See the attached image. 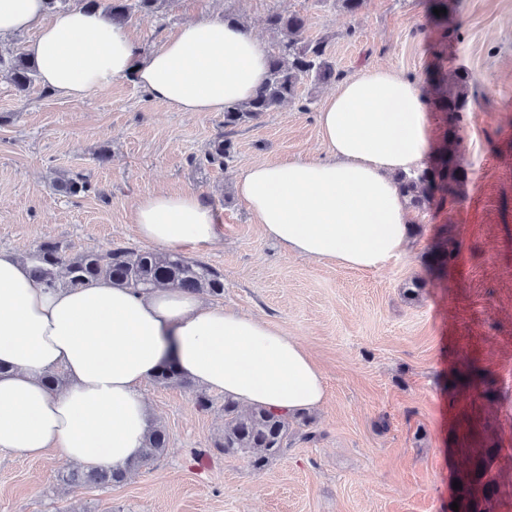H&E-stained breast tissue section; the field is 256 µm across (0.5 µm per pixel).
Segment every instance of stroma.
<instances>
[{"label":"stroma","mask_w":512,"mask_h":512,"mask_svg":"<svg viewBox=\"0 0 512 512\" xmlns=\"http://www.w3.org/2000/svg\"><path fill=\"white\" fill-rule=\"evenodd\" d=\"M274 11L328 37L344 80L371 66L424 81L440 66L470 74L458 198L408 210L406 249L379 269L290 255L234 182L261 159L324 157L317 116L332 86L303 81L295 102L236 128L221 169L202 157L224 133L223 113L177 111L128 80L72 100L0 77V250L21 256L45 239L71 254L139 249L137 198L197 191L222 241L182 255L223 275L218 304L297 339L326 381L324 403L307 413L312 439L292 437L260 471L212 450L223 394L203 412L192 391L148 382L164 455L123 484L69 490L58 476L70 465L55 453L1 454L0 512H512V0H462L445 38L425 28V0H367L355 15L332 0H163L126 29L146 53L183 23L226 14L269 47ZM64 175L89 177L91 191H54ZM443 249L445 264L433 263Z\"/></svg>","instance_id":"1"}]
</instances>
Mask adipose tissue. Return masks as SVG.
Returning a JSON list of instances; mask_svg holds the SVG:
<instances>
[{
	"label": "adipose tissue",
	"mask_w": 512,
	"mask_h": 512,
	"mask_svg": "<svg viewBox=\"0 0 512 512\" xmlns=\"http://www.w3.org/2000/svg\"><path fill=\"white\" fill-rule=\"evenodd\" d=\"M25 32L42 84L71 99L129 79L178 111L220 112L250 99L267 75L260 41L219 17L186 22L145 54L99 10L52 14L45 0H0V37ZM318 125L325 158L254 162L238 175L237 194L287 253L379 269L406 247L394 177L431 150L427 97L418 81L368 67L336 88ZM131 222L141 241L168 250L220 240L213 210L193 191L145 194ZM167 362L279 414L320 406L326 394L307 351L267 321L179 288L99 280L47 289L28 263L0 250V452L126 468L150 426L140 388ZM52 372L67 376L66 389H48Z\"/></svg>",
	"instance_id": "adipose-tissue-1"
}]
</instances>
